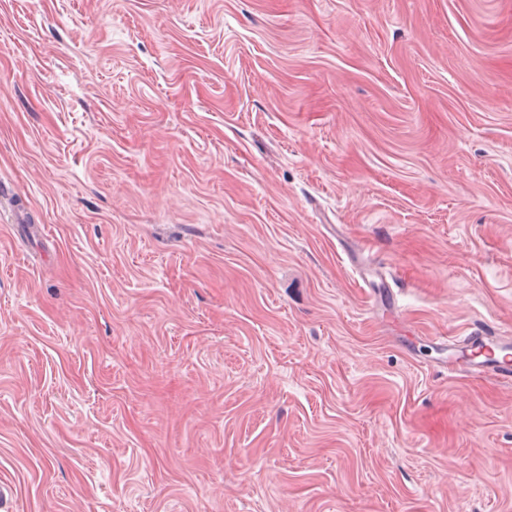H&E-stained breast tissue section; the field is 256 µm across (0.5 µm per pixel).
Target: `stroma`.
<instances>
[{"label":"stroma","instance_id":"1","mask_svg":"<svg viewBox=\"0 0 512 512\" xmlns=\"http://www.w3.org/2000/svg\"><path fill=\"white\" fill-rule=\"evenodd\" d=\"M512 0H0V512H512ZM455 346L471 351L469 372L478 376H490L499 382L512 383V336H500L494 331H475L464 336ZM495 350L505 352L499 358ZM483 356V360H477Z\"/></svg>","mask_w":512,"mask_h":512}]
</instances>
